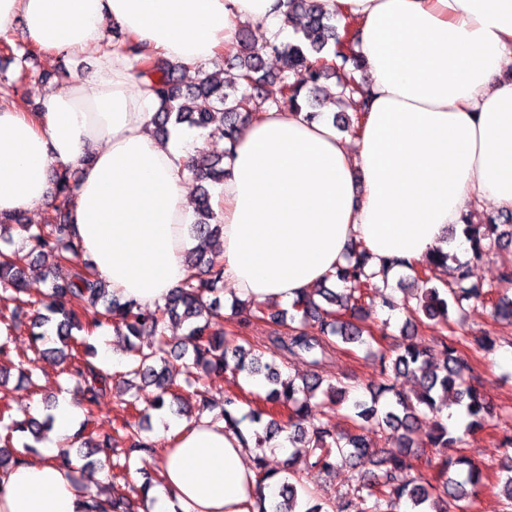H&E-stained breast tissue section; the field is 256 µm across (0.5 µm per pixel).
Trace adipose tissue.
I'll return each instance as SVG.
<instances>
[{
    "label": "adipose tissue",
    "instance_id": "1",
    "mask_svg": "<svg viewBox=\"0 0 512 512\" xmlns=\"http://www.w3.org/2000/svg\"><path fill=\"white\" fill-rule=\"evenodd\" d=\"M352 23L369 74L356 139L326 119L276 108L241 131L214 208L237 297L291 305L346 265H414L448 249L475 200L512 209V0H323ZM279 0H0V34L47 56L95 53L92 79L46 92L38 112L0 104V215L50 195L48 171H77V240L114 298L163 305L188 276L189 136L160 141L158 100L109 25L187 68L216 60L249 22L275 36ZM79 408L62 399L38 460L0 471V512H111L63 457ZM146 512H258L260 479L238 432L202 413L167 419Z\"/></svg>",
    "mask_w": 512,
    "mask_h": 512
}]
</instances>
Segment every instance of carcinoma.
Here are the masks:
<instances>
[{
  "mask_svg": "<svg viewBox=\"0 0 512 512\" xmlns=\"http://www.w3.org/2000/svg\"><path fill=\"white\" fill-rule=\"evenodd\" d=\"M286 6L283 25L293 28L299 17L306 19L301 41L283 48L271 41L257 47L240 38L239 51L229 52L220 59L223 70L232 73L228 84L208 75L185 90L177 76L180 65L160 57L136 71L137 77L152 80L159 100L153 117L158 137L165 139L171 127L184 124L208 129L210 134L229 143L225 149L228 154L241 129L266 111L269 101L280 110H299L304 105L313 109L319 83L329 75L337 78L342 95L363 91V81L358 79L359 61L347 43V34L340 31L336 16L323 11L317 0H286ZM0 51L11 57L20 51L22 62L34 56L26 46L5 37L0 39ZM268 51L286 56L287 73L273 76L264 70L263 55ZM274 81L279 84V96L271 100L266 85ZM189 171L200 182L198 218L193 224L196 244L185 252L191 274L173 290L164 306L156 309L108 297L107 284L98 277L92 264L82 258L74 230L72 202L77 183L71 166L62 165L54 172V214L48 223L32 224L22 214L0 218V232L15 225L26 233L30 252H50L57 258L54 267L46 272L50 292L42 299H35L28 293L20 258L1 250L0 291L17 308L30 304L41 306L31 323L32 345L38 347L49 330H55L59 346L44 354L73 360L66 373L84 385L86 422L94 418L98 398L109 385V375L91 360L94 352L85 346V341L77 340L73 331L91 333L109 322L116 335L127 339L144 333L158 337V344L151 352L135 351L126 375L140 379L141 384L135 386L123 404L128 410L137 409L141 399L151 409L175 405L174 413L181 416L189 412L188 401L173 392L174 382L166 370L159 371L153 366L154 362H164L171 355L163 336L167 321L179 320L189 325L190 348L175 354L182 361L183 373L190 377L198 370L218 377L227 372L247 378L261 376L270 385L263 397V407L249 414L254 423L268 419L265 436H255L254 448L263 450L267 439L286 431L294 448L306 439L311 442L310 448L316 450L313 465L321 471L332 472L340 460L350 464L356 476L346 493L347 512H399L403 501L410 505L409 512H469L483 486L484 474L464 456L453 463L442 462L433 483L402 479V474L412 468L413 435L419 430L421 419L433 422L428 434L429 446L448 448L462 445L464 436L442 421L445 409L453 405L462 408L467 417V433L483 428L493 414L479 387L464 377L469 366L458 350L462 339L453 334L447 336L437 351L418 340L415 330L431 321L442 327L449 325L451 311L471 303L491 301L492 287L486 288L475 281L472 265L467 262L457 263L454 282L438 284L437 269L448 267L450 258V254L440 253L415 270L413 283L420 291L416 304H411L407 295L398 301L383 297L387 307L406 315L400 342L392 349V355L379 354L382 367L392 371L393 383H382L375 389L366 386L368 395L354 400L349 407L356 431L339 430L328 421H320L319 406L313 399L320 391L323 403L338 407L347 400L349 390L333 384L320 390L325 377L319 369L340 345L368 344L361 324L365 298L374 288H388V273L394 264L369 273L366 271L368 255L363 251L358 253L353 261L337 269L339 288L322 286L300 296L292 304L291 315L280 310L267 313L277 325L288 326V333L273 337L270 345L263 348L232 347L228 333L213 328L210 319L218 303L214 297L217 285L224 281V267L207 258V254H214L220 248L223 224L213 212L205 183L224 181L223 159L197 157ZM462 232L470 242L475 260L495 248L512 244L511 224H472L466 219ZM309 321L318 324L317 331L304 329ZM15 328L13 314L1 311L0 363L11 360L10 343ZM285 364H300L303 370L285 379L281 370ZM401 377L414 380L413 394L396 389L394 381ZM239 402L236 395L224 398V420L235 427L241 424L236 416ZM284 410L287 421L283 424L279 415ZM43 426L34 417L13 422L14 431L28 432L36 440ZM113 432L131 451L152 450V445L145 443L141 436L139 422L124 418L113 427ZM383 432L388 433L393 446L380 450L374 445V437ZM501 446L503 453L497 463L501 493L512 507V433L503 435ZM22 461V452L10 447V441L0 446V469ZM298 484L293 475L286 476L278 497L261 506L260 512H329L332 505L328 502L309 506ZM149 488L150 485L143 484L137 499L126 492H113L112 512H135L138 501L145 499Z\"/></svg>",
  "mask_w": 512,
  "mask_h": 512,
  "instance_id": "obj_1",
  "label": "carcinoma"
}]
</instances>
